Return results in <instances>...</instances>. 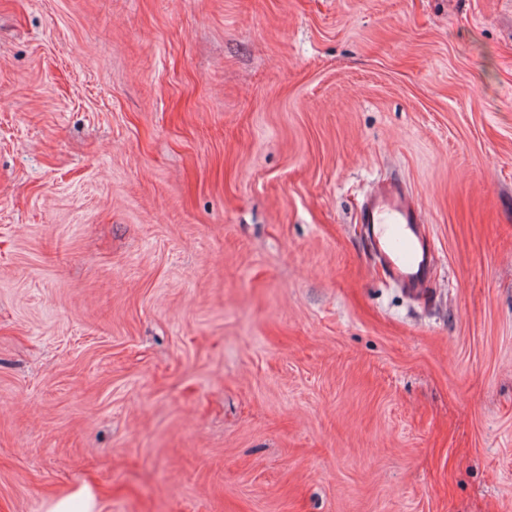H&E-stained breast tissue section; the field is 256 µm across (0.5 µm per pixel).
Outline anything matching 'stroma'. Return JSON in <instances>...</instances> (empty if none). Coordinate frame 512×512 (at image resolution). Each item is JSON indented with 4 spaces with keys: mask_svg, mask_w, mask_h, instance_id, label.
<instances>
[{
    "mask_svg": "<svg viewBox=\"0 0 512 512\" xmlns=\"http://www.w3.org/2000/svg\"><path fill=\"white\" fill-rule=\"evenodd\" d=\"M86 483L512 512V0H0V512ZM422 213L400 185L382 188L364 208L361 224L390 276L418 294L427 282L434 255L424 243Z\"/></svg>",
    "mask_w": 512,
    "mask_h": 512,
    "instance_id": "stroma-1",
    "label": "stroma"
}]
</instances>
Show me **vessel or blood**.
I'll use <instances>...</instances> for the list:
<instances>
[{"label":"vessel or blood","mask_w":512,"mask_h":512,"mask_svg":"<svg viewBox=\"0 0 512 512\" xmlns=\"http://www.w3.org/2000/svg\"><path fill=\"white\" fill-rule=\"evenodd\" d=\"M423 216L401 186L381 189L364 208L361 222L379 261L413 293L422 292L434 255L424 243Z\"/></svg>","instance_id":"vessel-or-blood-1"}]
</instances>
